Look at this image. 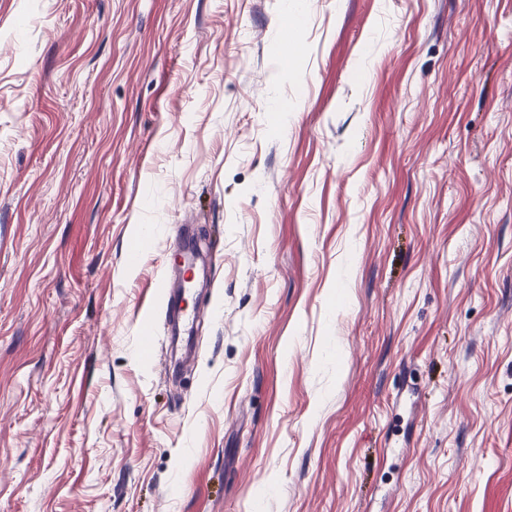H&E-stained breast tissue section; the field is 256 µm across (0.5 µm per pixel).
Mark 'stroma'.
<instances>
[{"label":"stroma","instance_id":"1","mask_svg":"<svg viewBox=\"0 0 512 512\" xmlns=\"http://www.w3.org/2000/svg\"><path fill=\"white\" fill-rule=\"evenodd\" d=\"M0 512H512V0H0ZM169 255L173 261H170L167 266L168 273L163 281L166 294L165 318L168 326V340L172 349L178 347L188 349L190 339L194 335L196 315L186 311L182 305L183 293L188 290V288H182V270L186 269L188 262L192 259L191 240L183 239L182 244Z\"/></svg>","mask_w":512,"mask_h":512}]
</instances>
